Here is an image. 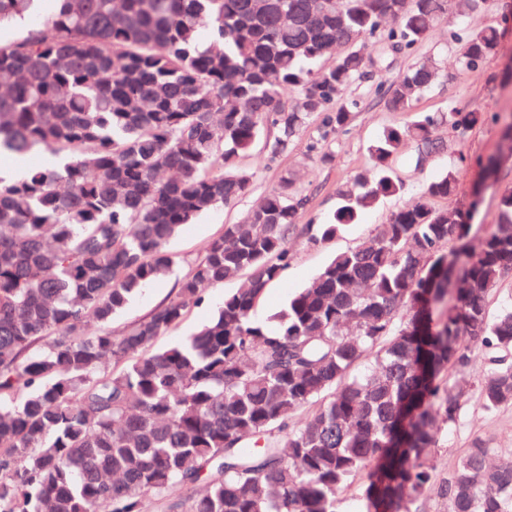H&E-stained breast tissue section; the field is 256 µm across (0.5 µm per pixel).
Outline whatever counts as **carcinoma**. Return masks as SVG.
<instances>
[{
  "label": "carcinoma",
  "instance_id": "obj_1",
  "mask_svg": "<svg viewBox=\"0 0 512 512\" xmlns=\"http://www.w3.org/2000/svg\"><path fill=\"white\" fill-rule=\"evenodd\" d=\"M35 2L0 0V26L28 22L0 42V154L71 162L0 179V512H145L147 495L160 512H338L360 476L364 512H422L436 481L425 450L458 423L471 386L448 367L484 347L479 404L512 405V308L489 309L512 275V189L472 253V210L431 205L456 189L449 168L270 327L255 310L288 267L304 205L285 176L208 242L175 296L121 336L93 326L167 277L166 245L184 226L239 200L252 180L240 160L264 131L276 130L273 155L314 117L323 140L344 131L358 107L347 90L377 65L362 44L411 53L455 0H51L46 15ZM499 46V27L469 31L460 69ZM438 77L415 63L377 94L410 112ZM443 121L466 132L485 115L418 114L384 131L319 239L404 193L391 163L407 138L439 150ZM242 273L212 319L155 347L205 289ZM366 354L373 364L355 372ZM496 454L472 443L439 487L448 512H512V459L493 465ZM200 480L203 493L179 494Z\"/></svg>",
  "mask_w": 512,
  "mask_h": 512
}]
</instances>
